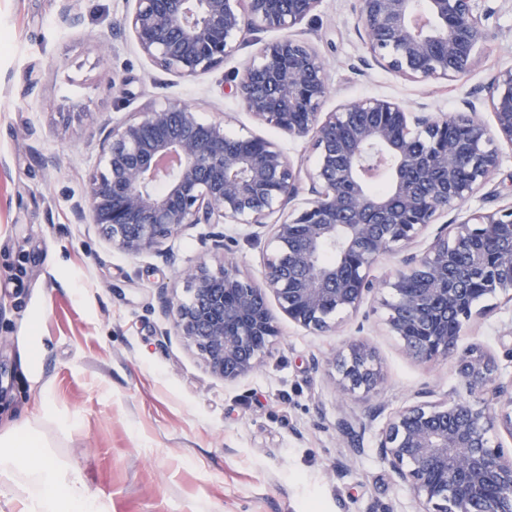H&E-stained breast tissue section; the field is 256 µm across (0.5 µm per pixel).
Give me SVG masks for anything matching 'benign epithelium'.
Wrapping results in <instances>:
<instances>
[{
    "label": "benign epithelium",
    "instance_id": "7a95c632",
    "mask_svg": "<svg viewBox=\"0 0 512 512\" xmlns=\"http://www.w3.org/2000/svg\"><path fill=\"white\" fill-rule=\"evenodd\" d=\"M77 2L60 0L59 25L79 23ZM132 2L125 23L140 50L179 77L207 74L255 47L234 96L258 121L310 139L317 154L303 171L274 142L232 139L223 123L201 121L180 101L151 104L108 132L103 167L73 206L75 219L98 225L112 246L165 258L163 246L189 224L262 225L288 209L274 225L278 248L263 285L223 258L184 269L187 296L164 298L177 336L226 382L259 368L279 335L268 295L306 330L335 328L336 313L357 311L373 290L371 262L460 210L498 170L495 141L512 146V66L487 85L491 127L472 104L448 116L372 97L323 112L325 63L298 31L321 0ZM478 2L357 0L359 35L374 64L407 81L457 80L474 69L488 39ZM270 31L280 36L265 38ZM378 175L390 182L383 196L366 190ZM327 246L339 247L334 264L321 260ZM487 269L491 293L511 295L512 200L468 214L452 234L403 259L389 282L388 326L408 356L428 363L457 350L460 336L448 335V320L471 318L473 286ZM413 277L426 288H405ZM328 363L343 392L380 383L364 341ZM457 373L470 398L401 408L381 434L380 458L411 487L418 512H512V452L493 441L499 430L512 436V379L502 381L496 359L477 345L459 357Z\"/></svg>",
    "mask_w": 512,
    "mask_h": 512
}]
</instances>
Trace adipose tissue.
<instances>
[{
	"instance_id": "ef3b65f1",
	"label": "adipose tissue",
	"mask_w": 512,
	"mask_h": 512,
	"mask_svg": "<svg viewBox=\"0 0 512 512\" xmlns=\"http://www.w3.org/2000/svg\"><path fill=\"white\" fill-rule=\"evenodd\" d=\"M0 512H109L80 471L48 459L36 430L20 424L0 433Z\"/></svg>"
}]
</instances>
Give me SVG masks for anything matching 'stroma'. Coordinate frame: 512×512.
Instances as JSON below:
<instances>
[{
  "label": "stroma",
  "mask_w": 512,
  "mask_h": 512,
  "mask_svg": "<svg viewBox=\"0 0 512 512\" xmlns=\"http://www.w3.org/2000/svg\"><path fill=\"white\" fill-rule=\"evenodd\" d=\"M58 0H0V429L29 420L49 457L83 470L111 512H414L409 486L378 456L389 418L419 392L465 397L456 355L421 364L389 332L384 299L404 252L444 230L429 225L406 251L379 257L380 286L354 314L314 335L268 307L281 334L262 366L234 382L213 376L175 335L161 292L185 295V267L231 257L261 281L280 213L264 226L228 224L215 249L211 224L186 226L169 258L131 256L97 225L76 223L73 204L99 168L111 126L147 104L177 99L228 134H252L311 167L310 140L256 121L234 98L246 47L215 70L184 79L158 68L124 25L130 0H79L80 25L57 24ZM356 0H322L302 24L326 66L323 109L389 96L437 113L482 101L498 70L512 66V0H483L491 37L478 66L457 81L410 83L378 66L357 32ZM468 209L512 199V147ZM460 348L480 345L502 380L512 379V300L483 298ZM367 340L382 382L341 393L327 366ZM40 360L29 361L33 349Z\"/></svg>",
  "instance_id": "1"
}]
</instances>
